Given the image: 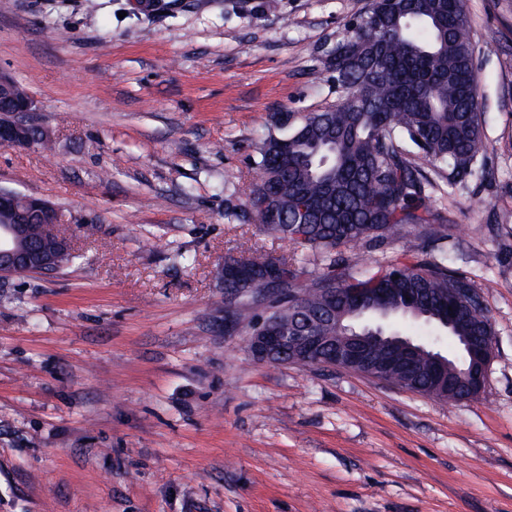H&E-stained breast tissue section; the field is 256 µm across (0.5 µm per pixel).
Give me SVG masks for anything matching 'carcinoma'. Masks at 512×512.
<instances>
[{
	"label": "carcinoma",
	"mask_w": 512,
	"mask_h": 512,
	"mask_svg": "<svg viewBox=\"0 0 512 512\" xmlns=\"http://www.w3.org/2000/svg\"><path fill=\"white\" fill-rule=\"evenodd\" d=\"M379 12L380 4H369L346 25L334 51L323 52L319 74L340 91L338 104L282 118L279 133L257 148L259 180L244 206L227 208L225 217L251 220L297 249L318 253L324 263L309 288L297 286L299 267L288 269L279 291L288 295V305L266 316L281 327L297 330L319 319L327 288L338 307L357 288H396L427 306H444L448 290L469 288L479 302L471 320L489 325L480 292L442 260L381 266L360 277L336 269L341 248L397 235L407 224L440 237L433 212L439 186L429 172L446 170L460 183L473 175L481 150L466 0H399L395 10ZM33 243L56 254L61 269L76 259L53 236L38 231ZM389 378L440 397L424 356L414 362L411 382L394 372Z\"/></svg>",
	"instance_id": "cac0c4a2"
}]
</instances>
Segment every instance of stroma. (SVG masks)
<instances>
[{
  "mask_svg": "<svg viewBox=\"0 0 512 512\" xmlns=\"http://www.w3.org/2000/svg\"><path fill=\"white\" fill-rule=\"evenodd\" d=\"M368 0H0V70L53 152L0 147L81 258L0 280V512H512V0H466L483 148L442 181L441 239L410 224L342 252L359 274L444 256L491 317L483 393L439 401L255 360L266 307L229 256L292 258L246 200L274 119L334 106L321 49Z\"/></svg>",
  "mask_w": 512,
  "mask_h": 512,
  "instance_id": "obj_1",
  "label": "stroma"
}]
</instances>
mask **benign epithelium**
<instances>
[{"instance_id":"1","label":"benign epithelium","mask_w":512,"mask_h":512,"mask_svg":"<svg viewBox=\"0 0 512 512\" xmlns=\"http://www.w3.org/2000/svg\"><path fill=\"white\" fill-rule=\"evenodd\" d=\"M34 111V102L27 96L6 109H0V145L8 148H29L34 140L27 135L31 126L28 113ZM11 215L12 222L0 226V279L17 276L32 269L41 273L53 271L56 263L53 258L41 252L22 250L20 243L30 232L32 222L37 220L40 227L48 232L62 223L60 211L49 201L25 196L4 189L0 190V212ZM286 267L277 258L271 259L264 279L251 274L250 263L245 257H227L216 272L220 287L233 282L238 293H254L257 290L269 291L288 280ZM394 289L377 288L370 293H353L345 302L339 317H334L332 306H325L328 320L338 319L339 340L330 336H289L280 327L265 326L248 339L249 349L254 359L270 362L283 357L285 347L290 353L304 358L314 367H330L350 373L365 375L381 381L396 366L405 371L411 367L408 362L379 363L370 357L373 345L388 340L380 332H358L343 325L350 318L370 316L386 317L391 310ZM456 342L469 358V370L466 371L468 386L473 392L484 389L493 354V342L490 336H458Z\"/></svg>"}]
</instances>
